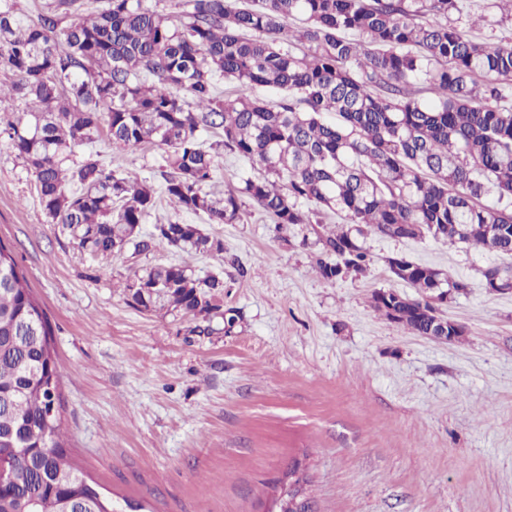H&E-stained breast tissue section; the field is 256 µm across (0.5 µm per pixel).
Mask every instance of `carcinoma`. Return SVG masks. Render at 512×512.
<instances>
[{
    "label": "carcinoma",
    "instance_id": "cac0c4a2",
    "mask_svg": "<svg viewBox=\"0 0 512 512\" xmlns=\"http://www.w3.org/2000/svg\"><path fill=\"white\" fill-rule=\"evenodd\" d=\"M179 21L142 0H49L21 24L0 10V72L28 101L5 132L34 176L40 207L93 258L131 245L222 254L195 224L157 223L165 198L210 224L240 219L250 199L281 230L339 223L318 234L319 275L362 274L359 236L463 243L512 256V45L476 41L460 26L464 0H189ZM72 22L62 28L63 19ZM238 87L221 97L215 79ZM260 89L280 92L274 101ZM428 90L433 98L420 93ZM324 112L336 121L321 119ZM107 130L112 145L164 152V184L112 169L75 149ZM221 131L205 146L201 133ZM261 173L214 197V147ZM312 209H303L305 205ZM391 273L419 291L372 294L375 309L419 336L437 330L435 302L467 288L404 257ZM485 287L512 289V265L483 269ZM162 264L127 280L129 303L209 313L223 291ZM48 316L13 252L0 243V512H118L74 468L61 442L60 367Z\"/></svg>",
    "mask_w": 512,
    "mask_h": 512
}]
</instances>
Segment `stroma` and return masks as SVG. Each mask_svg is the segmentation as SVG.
I'll list each match as a JSON object with an SVG mask.
<instances>
[{
    "label": "stroma",
    "instance_id": "1",
    "mask_svg": "<svg viewBox=\"0 0 512 512\" xmlns=\"http://www.w3.org/2000/svg\"><path fill=\"white\" fill-rule=\"evenodd\" d=\"M463 18L480 41H512V20L486 0H467ZM92 150L163 181L156 147L118 150L102 135L77 154ZM168 221L221 238L223 254H84L47 221L0 133V242L51 323L63 438L126 512H272L296 464L315 512H512V294L481 275L501 256L368 234V271L327 281L313 241L252 202L237 223L211 224L163 201L143 230ZM396 256L465 282L440 308L464 326L461 341L414 335L374 309L379 289L418 295L390 273ZM169 263L223 278L217 311L130 305L124 282Z\"/></svg>",
    "mask_w": 512,
    "mask_h": 512
}]
</instances>
